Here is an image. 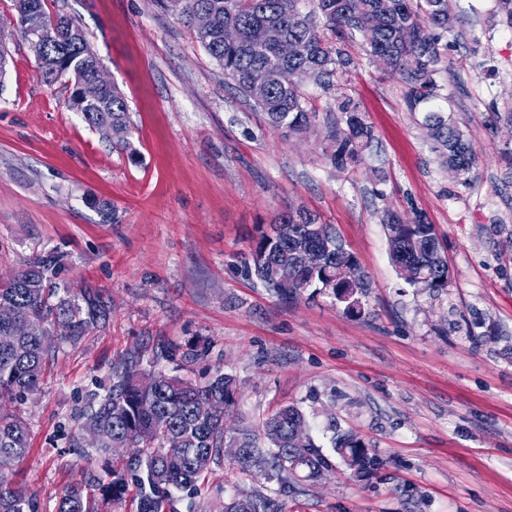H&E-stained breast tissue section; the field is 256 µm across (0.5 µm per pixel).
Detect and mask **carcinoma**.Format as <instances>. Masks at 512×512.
I'll return each mask as SVG.
<instances>
[{"instance_id":"carcinoma-1","label":"carcinoma","mask_w":512,"mask_h":512,"mask_svg":"<svg viewBox=\"0 0 512 512\" xmlns=\"http://www.w3.org/2000/svg\"><path fill=\"white\" fill-rule=\"evenodd\" d=\"M166 12L184 20L196 41L224 70V77L266 116L274 127L302 134L315 126L318 113L307 108L302 84L291 80L296 70L322 87L347 71L351 59L331 44L356 33L365 40L367 55L387 54L393 71L404 76L408 104L414 108L437 97L436 75L444 57L442 34L454 31L452 0H316L325 20L319 29L313 17L302 13L298 0H155ZM44 13L51 38L40 52L50 65L39 73L52 86L70 75L91 78L98 65L82 28L73 19L46 9L45 0H14V30L27 38L22 14L28 6ZM278 26L298 45L297 55L282 60L263 40V31ZM340 118L328 129L327 158L342 171L363 159L373 133L352 99L338 105ZM128 106L116 88L107 89L96 107L84 113L88 124L111 128V141L120 149L129 146ZM434 149L443 163L458 172L466 184L477 156L463 131L441 110L424 117ZM391 260L403 268L400 275L411 286L431 295L448 287L450 271L441 255L434 225L424 214L403 219L387 210L383 219ZM309 241L318 250L319 262L311 267L296 257L294 244ZM343 245L334 228L318 224L307 213H281L270 230L260 231L245 261V272L278 296L292 298L313 288L333 297L353 316L364 312L368 284L356 258L336 262ZM297 262V278L280 285L273 280V266ZM58 257L43 253L29 258L14 274L0 281V303L14 310L15 318L51 325L64 321L70 335L54 345L40 336H14L0 319V512H40L37 500L15 480L19 465L30 452V424L7 405L22 403L40 389L47 366L60 344H77L106 325L112 300L92 286L77 292L61 291L56 283ZM144 354L131 351L112 367V387L100 397L92 394L69 438V447L81 448L87 430L98 433L97 446L105 453L114 448H141L142 454L113 465L103 475L63 488L56 512H109L135 486L136 512H176L172 491L198 492V483L212 467L228 458L244 474L255 467L267 470L277 484L271 495L251 497L247 512H284L281 498L297 488V482L316 480L333 469L331 460L314 440L300 448L288 444V430L305 423V414L288 405L252 425L234 416L236 378L216 369L204 382L142 368ZM203 401L214 402L216 414L201 420L195 414ZM336 454L357 476L374 469L377 459L367 444L352 432H334Z\"/></svg>"}]
</instances>
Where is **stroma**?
<instances>
[{
	"instance_id": "35a3bbf8",
	"label": "stroma",
	"mask_w": 512,
	"mask_h": 512,
	"mask_svg": "<svg viewBox=\"0 0 512 512\" xmlns=\"http://www.w3.org/2000/svg\"><path fill=\"white\" fill-rule=\"evenodd\" d=\"M75 19L106 77L124 94L129 150L67 105L70 79L37 77L28 43L12 33L0 79V278L54 253L58 281L112 298V317L64 345L39 392L22 404L33 449L21 465L41 512L62 488L111 465L68 446L89 392L112 382L127 352L164 346L205 356L160 369L203 381L237 378V410L265 418L299 406L310 436L333 456V428L352 431L378 464L357 477L342 460L305 482L286 512H512V127L489 105L512 106V24L498 0H456V35H443L437 101L478 160L468 184L448 175L409 109L400 75L346 43L354 66L326 91L303 87L320 118L303 135L271 127L185 24L155 0H47ZM358 103L374 139L362 163L339 171L325 156L327 120ZM116 218L104 221L99 203ZM434 224L450 270L432 296L390 259L384 209ZM300 210L332 225L367 274L359 316L307 289L273 294L244 272L259 225ZM263 472L214 467L200 494L176 493L177 512H216L234 496L268 494Z\"/></svg>"
}]
</instances>
